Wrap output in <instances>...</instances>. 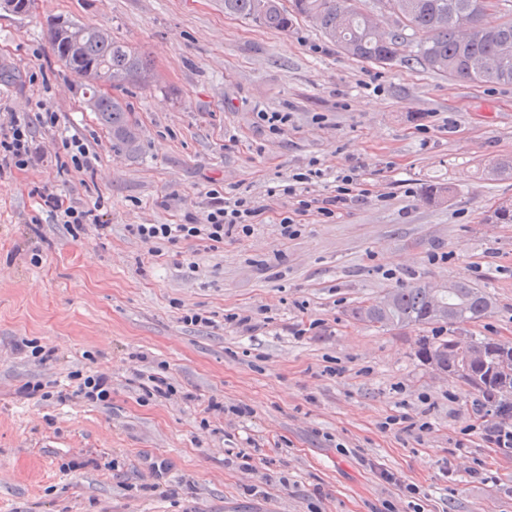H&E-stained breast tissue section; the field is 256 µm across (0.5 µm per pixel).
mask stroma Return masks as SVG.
<instances>
[{"mask_svg": "<svg viewBox=\"0 0 512 512\" xmlns=\"http://www.w3.org/2000/svg\"><path fill=\"white\" fill-rule=\"evenodd\" d=\"M57 16L109 29L153 64L155 81L126 96L137 154L113 152L57 61L44 34ZM45 111L58 117L35 132L45 154L0 174V512H512V449L479 432L496 417L416 355L425 336L512 343V224L489 218L512 179L482 173L512 156V85L372 66L311 20L263 29L224 0H36L30 15L0 12V124ZM261 112L288 113L284 132ZM75 135L93 169L59 172ZM310 169L322 175L299 185L308 198L334 196L343 172L368 195L330 219L269 195ZM444 183L455 197L429 200ZM212 189L251 198L253 233L158 253L127 233L203 223ZM47 190L103 200L108 235L67 230L42 207ZM290 212L293 239L279 230ZM454 281L485 288L493 312L422 330L349 315L394 288ZM189 309L212 324L182 322ZM29 340L57 359L30 358ZM162 364L175 394L141 399L139 374ZM78 368L111 377L109 403L23 392ZM213 399L224 411H207ZM401 414L410 427L386 425Z\"/></svg>", "mask_w": 512, "mask_h": 512, "instance_id": "35a3bbf8", "label": "stroma"}]
</instances>
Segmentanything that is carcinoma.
Returning a JSON list of instances; mask_svg holds the SVG:
<instances>
[{
	"instance_id": "carcinoma-1",
	"label": "carcinoma",
	"mask_w": 512,
	"mask_h": 512,
	"mask_svg": "<svg viewBox=\"0 0 512 512\" xmlns=\"http://www.w3.org/2000/svg\"><path fill=\"white\" fill-rule=\"evenodd\" d=\"M506 20L494 27L483 24L490 11ZM224 13L245 19L260 28L286 32L293 18L314 17L328 39L353 59L378 67L396 63L419 66L450 80L470 84H512V0H224ZM392 19L390 37L383 41L370 15ZM463 18L472 21L483 35L464 41L458 34ZM46 38L66 68L83 80L86 93L101 123L112 132V151L134 153L138 147L131 108L120 96L97 91L107 82L122 93L148 80L150 61L124 41L100 35L96 25L71 21L63 26L47 24ZM488 175L512 177V157L494 161ZM496 224H512V201L504 200L492 210ZM494 309L491 296L466 282L449 288L417 285L394 288L380 300L351 309V316L375 327L420 328L435 324L476 322ZM456 339L424 341L419 358L436 361L452 375L461 362L454 351ZM473 354L468 374L462 380L490 405L492 411L512 421V344L472 338Z\"/></svg>"
}]
</instances>
